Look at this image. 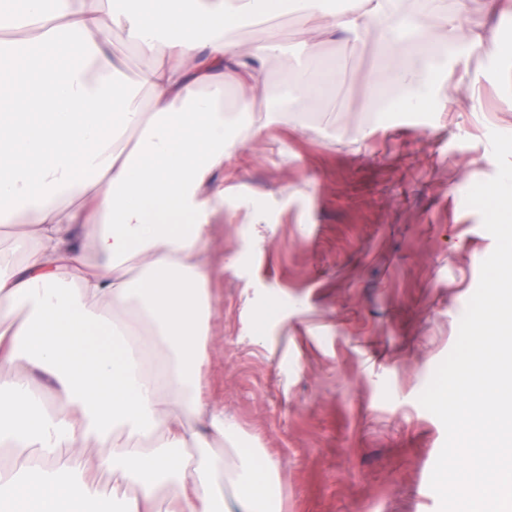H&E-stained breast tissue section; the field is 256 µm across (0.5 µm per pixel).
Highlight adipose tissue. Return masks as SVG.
<instances>
[{
  "label": "adipose tissue",
  "mask_w": 512,
  "mask_h": 512,
  "mask_svg": "<svg viewBox=\"0 0 512 512\" xmlns=\"http://www.w3.org/2000/svg\"><path fill=\"white\" fill-rule=\"evenodd\" d=\"M44 2L0 9L1 35L36 34L51 53L0 66V223L25 247L0 254V447L25 460L0 469V512H91L107 470L124 484L117 512H281L279 460L225 452L235 426L207 391L224 161L258 98L271 123L321 96L334 71L312 66L318 45L382 32L365 106L398 85L412 93L391 111L425 112L441 79L408 58L461 42L467 74L489 17L417 22L405 40L402 0ZM283 14L305 54L270 98L287 45L230 31ZM116 31L153 60L135 83Z\"/></svg>",
  "instance_id": "adipose-tissue-1"
}]
</instances>
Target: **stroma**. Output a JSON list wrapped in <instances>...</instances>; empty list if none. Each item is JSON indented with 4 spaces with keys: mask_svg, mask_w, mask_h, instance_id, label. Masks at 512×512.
<instances>
[{
    "mask_svg": "<svg viewBox=\"0 0 512 512\" xmlns=\"http://www.w3.org/2000/svg\"><path fill=\"white\" fill-rule=\"evenodd\" d=\"M378 41L320 45L335 84L224 164L209 381L281 461L283 512H439L445 429L418 397L495 246L465 196L497 173L490 132L512 134V60L476 53L475 96L444 111L375 112Z\"/></svg>",
    "mask_w": 512,
    "mask_h": 512,
    "instance_id": "35a3bbf8",
    "label": "stroma"
}]
</instances>
